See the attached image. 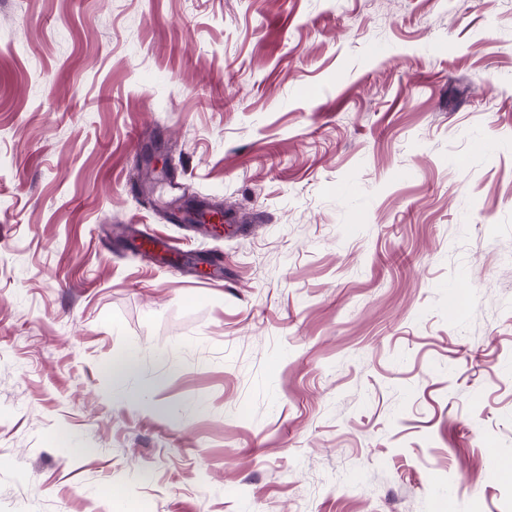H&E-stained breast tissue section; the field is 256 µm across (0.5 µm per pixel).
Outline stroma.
<instances>
[{
    "instance_id": "1",
    "label": "stroma",
    "mask_w": 512,
    "mask_h": 512,
    "mask_svg": "<svg viewBox=\"0 0 512 512\" xmlns=\"http://www.w3.org/2000/svg\"><path fill=\"white\" fill-rule=\"evenodd\" d=\"M492 451L512 0H0V512H512Z\"/></svg>"
}]
</instances>
